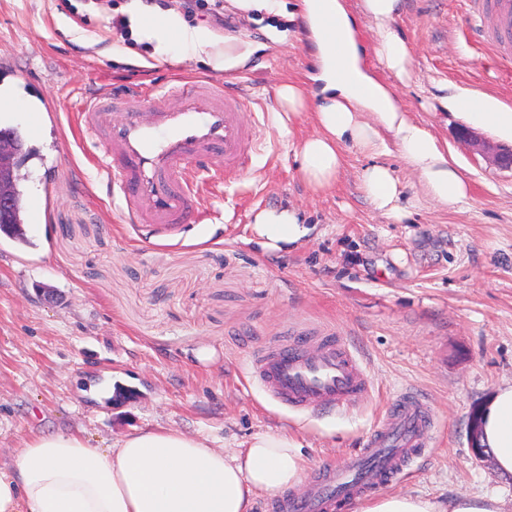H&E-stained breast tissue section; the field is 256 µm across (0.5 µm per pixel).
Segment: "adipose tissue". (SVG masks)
Listing matches in <instances>:
<instances>
[{"label":"adipose tissue","mask_w":512,"mask_h":512,"mask_svg":"<svg viewBox=\"0 0 512 512\" xmlns=\"http://www.w3.org/2000/svg\"><path fill=\"white\" fill-rule=\"evenodd\" d=\"M361 4L375 23L378 62L408 77V50L392 25L402 0ZM301 8L316 66L304 81L279 90L289 114L311 110L317 126L316 134L299 146L301 179L313 192L331 191L346 164L344 146H354L369 160L361 175L367 198L387 216L406 218L412 202L404 198L386 162L390 149L385 137L390 134L428 198L447 206L464 204L468 183L457 160L373 76L360 53L346 0H302ZM130 22L153 41L154 60L165 59L176 44L204 55L212 52V43L175 15L150 21L136 8ZM448 103L470 121L512 137V107L473 93L452 95ZM252 230L268 252L310 232L289 209L260 210ZM479 418L480 446L488 449L497 474L512 477V384L493 391ZM304 470L302 445L285 431L255 434L247 448L235 452L172 430L136 432L107 450L59 432L25 442L13 464L0 468V512H254L260 495L297 487ZM358 512H512V500L465 495L443 502L393 494L362 502Z\"/></svg>","instance_id":"adipose-tissue-1"}]
</instances>
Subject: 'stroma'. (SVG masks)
Masks as SVG:
<instances>
[{
  "mask_svg": "<svg viewBox=\"0 0 512 512\" xmlns=\"http://www.w3.org/2000/svg\"><path fill=\"white\" fill-rule=\"evenodd\" d=\"M133 0H0V84L32 107L60 112L33 142L38 156L19 171L24 203L39 224L26 244L0 233V467L24 440L66 432L107 449L137 431L166 429L237 450L254 434L285 431L302 445L306 474L362 448L386 402L405 391L432 411L427 451L388 486L437 500L462 494L512 497V479L469 449V418L512 382V169L498 164L505 140L468 123L443 97L476 91L512 107V64L477 38L470 0H404L394 22L411 58L408 79L376 75L410 116L458 156L470 186L460 207L439 205L399 153L388 161L407 196L400 221L365 197V156L348 163L330 193L302 181L293 144L315 133L309 115L285 133L276 92L314 66L305 30L279 15L240 11L231 23L197 18L220 52H244L231 71L174 46L144 66L151 43L124 41L112 18ZM203 76L239 88L243 117L256 124L251 166L201 199L208 219L177 236L119 227L107 185L73 141L76 112L116 84L159 88ZM293 208L311 231L276 254L253 241L260 210ZM53 289L54 301L41 288ZM331 333L357 356L372 389L360 404L294 412L252 380L260 349L303 331Z\"/></svg>",
  "mask_w": 512,
  "mask_h": 512,
  "instance_id": "35a3bbf8",
  "label": "stroma"
}]
</instances>
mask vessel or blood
Listing matches in <instances>:
<instances>
[{"label": "vessel or blood", "mask_w": 512, "mask_h": 512, "mask_svg": "<svg viewBox=\"0 0 512 512\" xmlns=\"http://www.w3.org/2000/svg\"><path fill=\"white\" fill-rule=\"evenodd\" d=\"M481 36L512 63V0H476ZM78 129L99 149L122 224L172 237L201 223L200 199L223 177L246 171L255 130L243 99L223 83L184 77L168 91L130 99L105 93L77 114ZM267 394L294 412L333 410L363 401L370 381L354 353L331 335H304L257 352L250 366ZM428 413L410 392L391 399L365 448L323 469L306 494L274 500L270 512H344L368 489L388 482L424 451Z\"/></svg>", "instance_id": "1"}]
</instances>
